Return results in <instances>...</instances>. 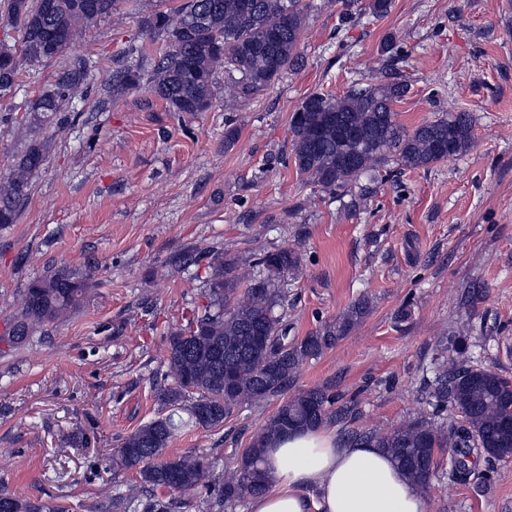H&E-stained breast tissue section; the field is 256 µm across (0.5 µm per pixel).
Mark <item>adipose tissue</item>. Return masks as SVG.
<instances>
[{
    "mask_svg": "<svg viewBox=\"0 0 512 512\" xmlns=\"http://www.w3.org/2000/svg\"><path fill=\"white\" fill-rule=\"evenodd\" d=\"M262 467L272 487L250 498L248 512H428L386 449L340 442L332 429L276 438Z\"/></svg>",
    "mask_w": 512,
    "mask_h": 512,
    "instance_id": "obj_1",
    "label": "adipose tissue"
}]
</instances>
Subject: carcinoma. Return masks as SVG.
Masks as SVG:
<instances>
[{"label": "carcinoma", "instance_id": "obj_1", "mask_svg": "<svg viewBox=\"0 0 512 512\" xmlns=\"http://www.w3.org/2000/svg\"><path fill=\"white\" fill-rule=\"evenodd\" d=\"M116 0H11L15 20V45L0 48V97L18 85L21 61L33 64L63 55L76 27L109 14ZM345 24L353 9L375 18L386 16L392 0H336ZM303 0H185L174 11L148 16L143 28L165 35L169 51L151 71L136 65L120 72L118 87L135 88L143 81L175 112H204L213 103L216 73L224 72V109L234 110L252 93L269 86L302 60L300 41L307 18ZM92 56L74 63L52 88L42 92L35 119L58 116L66 92L86 77ZM408 86L383 69L377 82L343 96L312 93L292 113L293 162L299 174L325 190L345 188L364 175L396 160L410 169L428 168L436 162L467 152L473 145L472 118L467 112H450L412 131L397 120L394 103L406 96ZM40 145L32 144L17 156L7 178L0 181V224H14L28 196L30 177L43 164ZM211 275L205 286L208 302L188 328L167 342L166 376L172 385L160 392L168 413L141 426L123 442L118 464L137 470V481L117 497L113 507L123 512H176L178 502L159 490L202 489L222 507L263 493L270 488L263 470L266 443L281 434L312 429L328 420L349 415L351 406L333 408L336 396L324 387L283 392L303 362L342 340L368 312V302L349 307L336 322L303 338L288 335V324L275 315L288 276L299 273L301 261L293 248L267 251L255 266L263 278L224 260V253L208 254ZM247 284L241 289V284ZM85 291L83 278L61 271L34 282L25 290L20 312L11 329L23 341L38 324L60 318L75 308ZM452 358L435 373L426 415L414 418L389 433L360 432L348 442L386 449L400 469L425 488L439 474L438 456L455 449L448 478L484 487L490 470L471 462L487 463L512 458V397L509 380L497 371L466 362V338L450 341ZM233 384L224 386V372ZM273 396L281 402L265 423L238 467L214 482L205 463L194 456L160 460L172 437L185 425L209 430L224 425L233 411ZM185 411L188 419L178 416ZM460 421L448 425L445 413ZM0 512H68L58 503L35 498L0 496Z\"/></svg>", "mask_w": 512, "mask_h": 512}]
</instances>
